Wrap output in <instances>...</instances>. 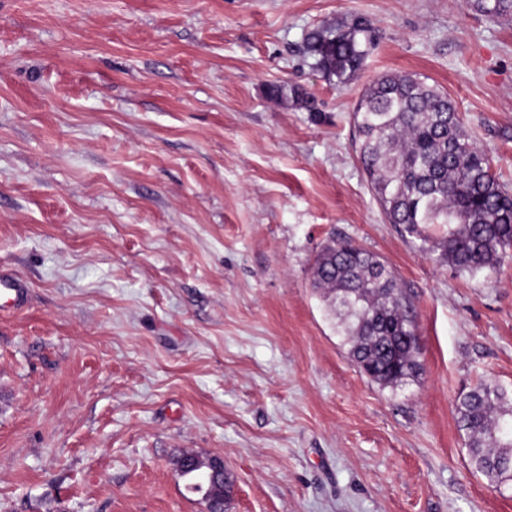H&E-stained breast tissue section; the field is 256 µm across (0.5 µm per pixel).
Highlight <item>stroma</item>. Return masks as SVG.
Listing matches in <instances>:
<instances>
[{
	"label": "stroma",
	"mask_w": 512,
	"mask_h": 512,
	"mask_svg": "<svg viewBox=\"0 0 512 512\" xmlns=\"http://www.w3.org/2000/svg\"><path fill=\"white\" fill-rule=\"evenodd\" d=\"M362 15L336 88L302 53ZM448 92L512 190V20L471 0H0V512H207L176 468L223 458L227 512H512L454 406L512 390V261L469 277L388 223L352 113L386 73ZM293 82L322 113L284 107ZM411 302L419 375L383 388L312 286L330 240ZM378 39L379 30L371 20L353 15L308 30L302 50L323 78L343 88L357 80ZM269 93L281 105L304 109L310 112L316 120L321 117V111L318 109L313 95L302 85L286 81L273 85ZM2 299V306H9L16 310L24 307L27 299V288L18 276L0 272V303Z\"/></svg>",
	"instance_id": "35a3bbf8"
}]
</instances>
